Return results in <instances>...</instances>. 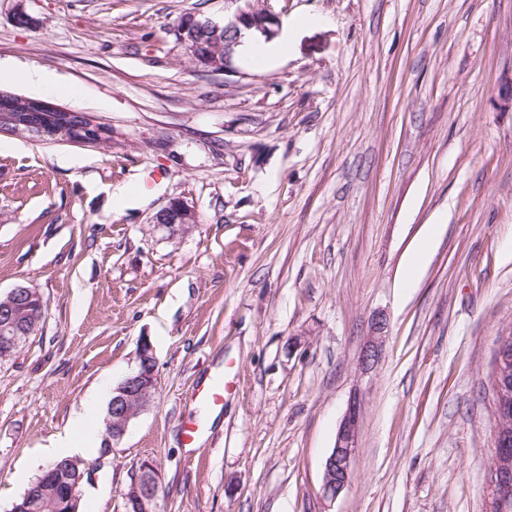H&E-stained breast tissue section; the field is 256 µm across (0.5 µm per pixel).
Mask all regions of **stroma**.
Instances as JSON below:
<instances>
[{
	"mask_svg": "<svg viewBox=\"0 0 512 512\" xmlns=\"http://www.w3.org/2000/svg\"><path fill=\"white\" fill-rule=\"evenodd\" d=\"M252 2L312 23L271 66L214 72L173 31L189 13L223 22L231 0H0V64L53 73L80 96L40 100L112 129L105 149L0 132V298L26 286L46 304L0 360V512L78 413L105 419L144 338L156 394L85 459L78 512H125L148 460L159 512H492L512 0ZM173 201L196 224H152ZM379 317L384 357L365 373ZM228 364L220 411L191 403ZM356 394L353 477L331 500L324 465ZM191 417L206 433L188 449ZM430 225L428 234L424 237L421 244L415 251V253L410 257L407 264L404 267L403 274H402V281L405 284L406 287H409L412 285V283L415 281L417 269L420 267L423 257L428 251L429 244L431 242V236L434 229V226L437 224H427Z\"/></svg>",
	"mask_w": 512,
	"mask_h": 512,
	"instance_id": "1",
	"label": "stroma"
}]
</instances>
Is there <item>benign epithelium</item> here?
Returning <instances> with one entry per match:
<instances>
[{
	"mask_svg": "<svg viewBox=\"0 0 512 512\" xmlns=\"http://www.w3.org/2000/svg\"><path fill=\"white\" fill-rule=\"evenodd\" d=\"M245 6L240 7L236 12L224 19L220 25L211 20L207 25L215 31H224L232 36L227 41L224 50V65L227 69L232 67L236 47L240 43L243 32L257 29L264 37L271 38L276 34L275 16L264 12L265 22L257 24L253 15L257 12L251 4V0H243ZM498 103L500 106L512 111V77L502 79L498 86ZM88 126L85 130L67 132L60 130L55 137L66 139L81 144L92 145L99 140V135L105 133L107 128L100 125L93 117H86ZM195 212L182 202L176 201L160 209L153 217L152 223L163 227L182 228L194 223ZM45 314V303L38 292L34 289L19 286L9 293V300L0 305V341L3 347L9 348L17 339L16 333L20 322L24 319L29 321L37 320ZM386 323L377 319L373 325V335L368 337L360 353V366L367 372L375 368L383 357V336ZM156 366L154 349L150 341L143 340L140 345L138 369L128 376L113 390L112 399L108 405L109 417L106 419V430L109 439L120 440L125 434L127 427L141 411H143L154 399L157 389L155 381ZM495 377L498 379L495 387V399L497 411L506 414L512 411V401L503 383L500 382L503 374L502 355L495 358ZM362 416V401L359 397H353L339 424L336 433V443L326 459L323 478V495L329 499L336 496L350 483L352 479V463L358 451L359 427ZM82 465L80 460H72L68 468L70 475L60 476L50 473L37 482L32 490L42 496L52 493L61 481H68L72 489L60 501V508L64 512H76L77 498L75 487L82 483L85 470L79 469ZM512 465V439H500L495 446L493 463L491 466L490 478L492 479L494 495L497 506L505 510L509 507V500L512 494L504 488L505 480L503 473ZM154 475L147 474L138 479L129 490L124 493L127 512H156L155 496L153 494Z\"/></svg>",
	"mask_w": 512,
	"mask_h": 512,
	"instance_id": "7a95c632",
	"label": "benign epithelium"
}]
</instances>
